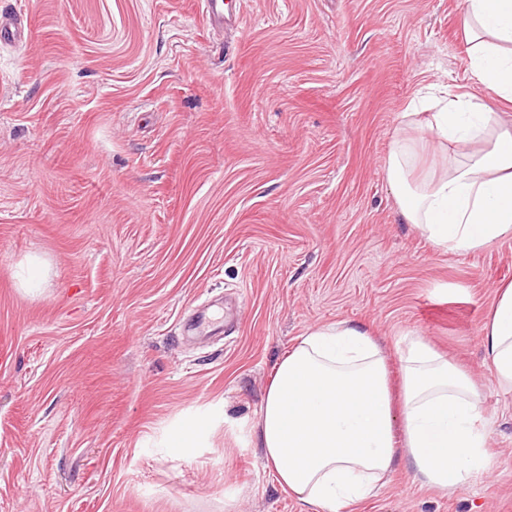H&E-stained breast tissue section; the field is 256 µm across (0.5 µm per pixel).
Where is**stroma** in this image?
<instances>
[{"instance_id":"stroma-1","label":"stroma","mask_w":512,"mask_h":512,"mask_svg":"<svg viewBox=\"0 0 512 512\" xmlns=\"http://www.w3.org/2000/svg\"><path fill=\"white\" fill-rule=\"evenodd\" d=\"M465 0H0V512H303L255 436L312 326L406 334L482 397L486 472L451 497L399 463L355 512H512V390L482 324L512 239L437 249L387 156L419 91L467 93ZM47 269L21 286L29 257ZM224 312L222 336H193ZM191 432V451L173 448ZM203 19L211 27L235 26L239 23V15L224 16L223 0H205L202 9Z\"/></svg>"}]
</instances>
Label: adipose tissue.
Segmentation results:
<instances>
[{"label": "adipose tissue", "mask_w": 512, "mask_h": 512, "mask_svg": "<svg viewBox=\"0 0 512 512\" xmlns=\"http://www.w3.org/2000/svg\"><path fill=\"white\" fill-rule=\"evenodd\" d=\"M464 52L475 93L452 95L401 134L386 165L402 222L443 251H474L512 238V0H466ZM442 153L440 173L411 174L417 137ZM496 379L512 389V282L500 286L483 324ZM400 386L367 327L346 320L309 329L277 365L257 434L279 486L307 512H352L404 458L442 495L487 467L478 389L421 336L401 351Z\"/></svg>", "instance_id": "1"}]
</instances>
